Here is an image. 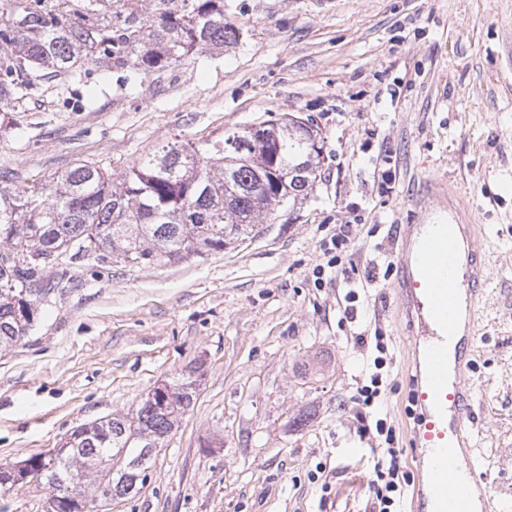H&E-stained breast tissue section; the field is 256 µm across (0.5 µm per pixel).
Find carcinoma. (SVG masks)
I'll use <instances>...</instances> for the list:
<instances>
[{
    "label": "carcinoma",
    "mask_w": 512,
    "mask_h": 512,
    "mask_svg": "<svg viewBox=\"0 0 512 512\" xmlns=\"http://www.w3.org/2000/svg\"><path fill=\"white\" fill-rule=\"evenodd\" d=\"M224 0H0V112L40 96L41 84L70 85L95 73H163L181 58L238 43ZM323 145L293 118L252 133L224 132L202 144L168 143L135 159L120 178L93 160L55 174L39 190L0 170V355L11 352L51 303L53 269L166 266L248 238L257 219L292 209L312 192ZM302 174L282 180V171ZM199 379L165 385L168 402L143 400L130 417L73 428L69 449L43 473L72 495L59 512H94L106 485L125 498L147 483L152 460L129 469L148 441L178 427Z\"/></svg>",
    "instance_id": "cac0c4a2"
}]
</instances>
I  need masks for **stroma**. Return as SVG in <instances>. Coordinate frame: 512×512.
I'll return each mask as SVG.
<instances>
[{"label":"stroma","mask_w":512,"mask_h":512,"mask_svg":"<svg viewBox=\"0 0 512 512\" xmlns=\"http://www.w3.org/2000/svg\"><path fill=\"white\" fill-rule=\"evenodd\" d=\"M224 12L243 30L235 47L132 87L112 73L52 87L12 113L0 169L28 186L87 159L119 174L171 138L291 114L322 137L320 177L300 208L222 251L164 267L88 261L58 282L0 356V464L130 414L197 366L196 403L147 484L98 512H375L357 390L383 340L371 413L415 473L398 258L408 225L453 215L477 225L483 263L470 458L512 512V0H224Z\"/></svg>","instance_id":"stroma-1"}]
</instances>
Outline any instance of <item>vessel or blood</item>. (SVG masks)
<instances>
[{
  "label": "vessel or blood",
  "mask_w": 512,
  "mask_h": 512,
  "mask_svg": "<svg viewBox=\"0 0 512 512\" xmlns=\"http://www.w3.org/2000/svg\"><path fill=\"white\" fill-rule=\"evenodd\" d=\"M399 264L401 297L417 322L411 339L417 414L410 434L419 473L413 512H495L475 469L463 472L455 464L469 442L468 373L476 342L475 313L461 310L458 297L475 300L480 286L470 225H432L415 236Z\"/></svg>",
  "instance_id": "b4317fda"
}]
</instances>
